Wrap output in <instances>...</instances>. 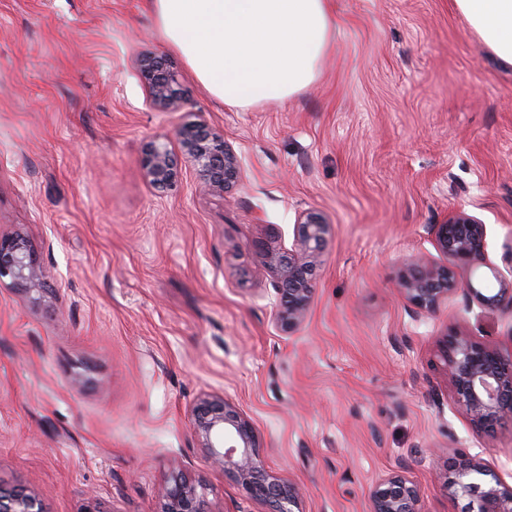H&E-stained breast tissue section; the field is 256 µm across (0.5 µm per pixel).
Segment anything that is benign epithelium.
<instances>
[{
    "label": "benign epithelium",
    "instance_id": "1",
    "mask_svg": "<svg viewBox=\"0 0 512 512\" xmlns=\"http://www.w3.org/2000/svg\"><path fill=\"white\" fill-rule=\"evenodd\" d=\"M141 76L151 103L161 111L179 107L178 75L161 56L141 60ZM179 151L167 138L158 137L144 148L141 170L144 178L159 187L172 185L179 163L191 165L205 188L223 194L237 184L243 173L238 155L224 136L202 122L182 125L175 134ZM298 231L288 256L266 253V265L278 280L277 315L292 329L306 314L316 262L322 256L331 224L317 210H306L297 219ZM429 233L445 264L414 259L404 264L400 290L419 310L431 312L449 297L462 293L481 307L493 310L504 300L512 302V278L506 279L491 266L486 252V227L463 210L443 224H432ZM459 267L488 268L499 282L496 293L486 295L472 283H460ZM10 278L25 288H43L42 275L28 245L18 237L0 238V280ZM448 385L454 400L484 432H491L512 419V355L465 334H451L441 345ZM194 433L208 460L234 480L247 495L265 502L270 512H295L300 489L272 477L260 454V442L250 420L236 405L216 393L203 394L190 411ZM453 476L446 478L448 495L466 501L464 512H512V488L501 486L479 459L462 456L452 463ZM158 512H209L204 487L177 472L162 487ZM0 512H41L34 497L0 487ZM370 512H422L417 486L401 471L383 478L371 497Z\"/></svg>",
    "mask_w": 512,
    "mask_h": 512
}]
</instances>
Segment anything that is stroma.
Here are the masks:
<instances>
[{"label": "stroma", "mask_w": 512, "mask_h": 512, "mask_svg": "<svg viewBox=\"0 0 512 512\" xmlns=\"http://www.w3.org/2000/svg\"><path fill=\"white\" fill-rule=\"evenodd\" d=\"M317 79L285 102L216 101L142 0H0V234L25 239L45 288L0 282V486L41 512H158L178 470L210 512H267L199 447L190 409L220 393L251 421L300 512H369L397 468L423 512L459 453L512 487V422L478 432L439 344L461 331L512 352V303L455 295L421 313L403 262L442 264L428 227L465 210L493 267L512 244V67L453 0H336ZM183 103L151 106L142 58ZM198 119L243 164L232 191L182 165L141 174L146 142ZM332 225L304 320L281 325L266 250L299 213Z\"/></svg>", "instance_id": "obj_1"}]
</instances>
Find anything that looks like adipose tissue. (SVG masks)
<instances>
[{"label": "adipose tissue", "mask_w": 512, "mask_h": 512, "mask_svg": "<svg viewBox=\"0 0 512 512\" xmlns=\"http://www.w3.org/2000/svg\"><path fill=\"white\" fill-rule=\"evenodd\" d=\"M454 2L511 67L512 0ZM146 8L203 88L242 110L285 102L313 83L336 25L334 0H146Z\"/></svg>", "instance_id": "ef3b65f1"}]
</instances>
